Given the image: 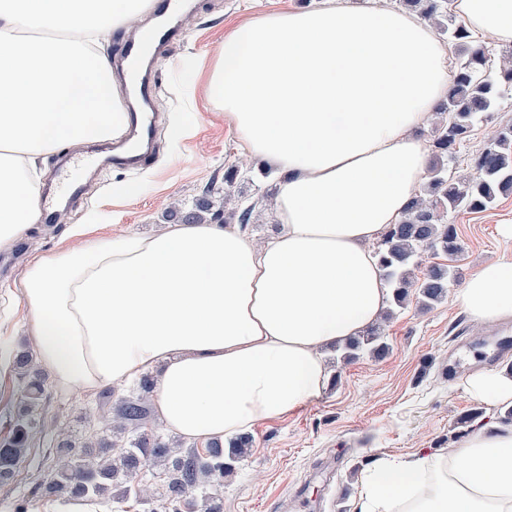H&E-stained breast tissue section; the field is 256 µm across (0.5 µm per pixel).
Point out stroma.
Masks as SVG:
<instances>
[{"label": "stroma", "instance_id": "1", "mask_svg": "<svg viewBox=\"0 0 512 512\" xmlns=\"http://www.w3.org/2000/svg\"><path fill=\"white\" fill-rule=\"evenodd\" d=\"M177 25L181 40L153 58L150 68L159 91L151 102L160 150L142 169L100 166L67 220L37 222L9 253L0 252V308L12 305V292L25 263L37 250L70 242L72 228L93 225V234L117 231L150 233L167 224L172 207L190 208L210 193L221 204L233 186L243 204L253 205L246 233L268 237L275 224L272 188L259 160L249 158L207 94L206 76L226 33L262 13L309 7L310 0H189ZM512 124V97L503 100L488 122L462 142L458 174H470L468 160L483 148L491 128ZM462 247L458 278L447 297L429 308L409 301L386 327L389 352L362 355L351 362L327 352L336 375L320 399L284 419L259 424L250 454L224 484L223 512H288L301 503L305 512H355L360 471L377 456L433 451L460 444L471 430L467 413L497 422L506 407L469 394L462 381H448L442 366L461 340H472L463 374L512 367V352L495 354L479 339L455 295L486 261L512 256L498 225L512 224V194L499 196L494 209L461 212L452 219ZM93 392L63 395L47 385L42 414L47 426L36 435L15 476L0 484V512L30 503L36 486L46 482L55 454L56 432L66 427L102 428Z\"/></svg>", "mask_w": 512, "mask_h": 512}]
</instances>
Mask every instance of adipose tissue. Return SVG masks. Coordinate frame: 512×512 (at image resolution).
I'll list each match as a JSON object with an SVG mask.
<instances>
[{"instance_id":"1","label":"adipose tissue","mask_w":512,"mask_h":512,"mask_svg":"<svg viewBox=\"0 0 512 512\" xmlns=\"http://www.w3.org/2000/svg\"><path fill=\"white\" fill-rule=\"evenodd\" d=\"M150 0H0V251L40 217V157L111 139L126 120L102 33ZM467 31L512 45V0H454ZM453 71L434 28L336 0L261 14L220 44L212 101L274 171L278 222L255 242L230 224H169L29 258L17 300L63 393L155 376L176 437L229 440L322 397L325 353L382 322L390 291L373 244L422 189L420 136ZM457 301L481 330L512 321V257L482 264ZM467 390L512 402V372ZM356 512H512V424L459 447L377 458Z\"/></svg>"}]
</instances>
